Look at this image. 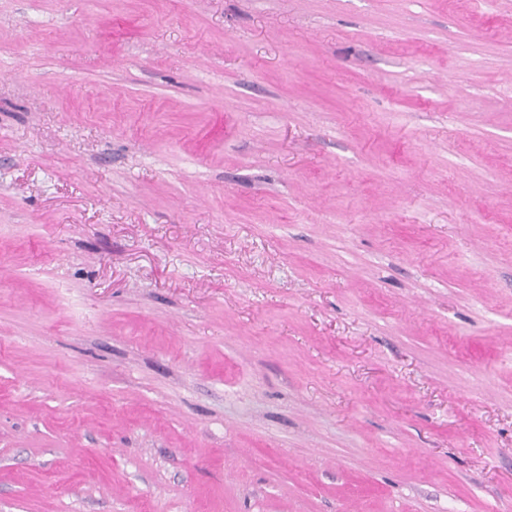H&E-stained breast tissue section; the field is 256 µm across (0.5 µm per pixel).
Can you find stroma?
<instances>
[{
  "mask_svg": "<svg viewBox=\"0 0 512 512\" xmlns=\"http://www.w3.org/2000/svg\"><path fill=\"white\" fill-rule=\"evenodd\" d=\"M0 512H512V0H0Z\"/></svg>",
  "mask_w": 512,
  "mask_h": 512,
  "instance_id": "1",
  "label": "stroma"
}]
</instances>
